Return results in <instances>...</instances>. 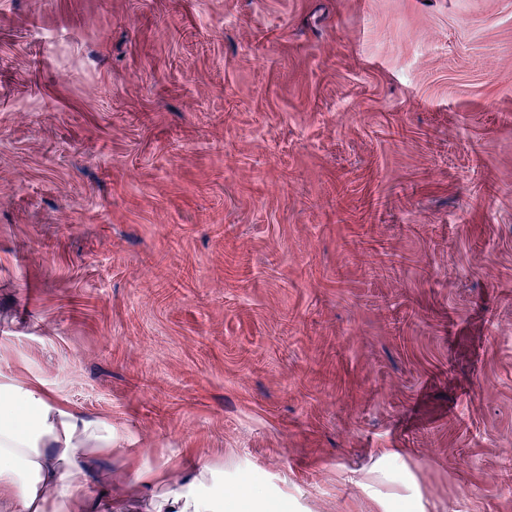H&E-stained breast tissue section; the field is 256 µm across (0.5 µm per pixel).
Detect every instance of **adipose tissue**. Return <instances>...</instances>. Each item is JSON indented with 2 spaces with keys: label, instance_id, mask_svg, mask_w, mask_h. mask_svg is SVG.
Segmentation results:
<instances>
[{
  "label": "adipose tissue",
  "instance_id": "obj_1",
  "mask_svg": "<svg viewBox=\"0 0 512 512\" xmlns=\"http://www.w3.org/2000/svg\"><path fill=\"white\" fill-rule=\"evenodd\" d=\"M111 422L61 404L36 383L0 376V512H112L113 501L136 512H224V502L202 495L215 473L201 465L183 482L164 470L139 467L113 445ZM134 471L121 483L112 462ZM96 495H88V486Z\"/></svg>",
  "mask_w": 512,
  "mask_h": 512
}]
</instances>
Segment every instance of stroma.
Returning a JSON list of instances; mask_svg holds the SVG:
<instances>
[{"mask_svg":"<svg viewBox=\"0 0 512 512\" xmlns=\"http://www.w3.org/2000/svg\"><path fill=\"white\" fill-rule=\"evenodd\" d=\"M0 374L271 512H512V0H0Z\"/></svg>","mask_w":512,"mask_h":512,"instance_id":"1","label":"stroma"}]
</instances>
